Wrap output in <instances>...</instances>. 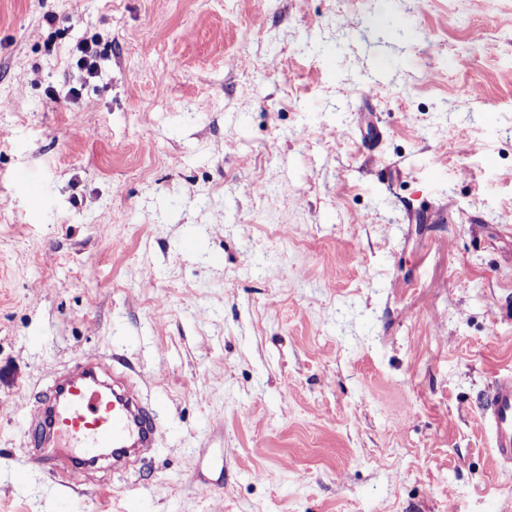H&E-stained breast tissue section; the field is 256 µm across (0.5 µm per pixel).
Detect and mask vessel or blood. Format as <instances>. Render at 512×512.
Returning a JSON list of instances; mask_svg holds the SVG:
<instances>
[{
	"label": "vessel or blood",
	"instance_id": "obj_1",
	"mask_svg": "<svg viewBox=\"0 0 512 512\" xmlns=\"http://www.w3.org/2000/svg\"><path fill=\"white\" fill-rule=\"evenodd\" d=\"M163 411L144 401L137 382L126 379L108 358H91L62 373L43 392L25 435L32 449L25 468L76 482L104 456L126 471L157 447ZM482 421L492 440L495 464H512V374L499 377L487 394Z\"/></svg>",
	"mask_w": 512,
	"mask_h": 512
}]
</instances>
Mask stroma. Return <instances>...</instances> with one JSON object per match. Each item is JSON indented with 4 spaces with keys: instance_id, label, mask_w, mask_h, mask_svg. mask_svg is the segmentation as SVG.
I'll return each instance as SVG.
<instances>
[{
    "instance_id": "obj_1",
    "label": "stroma",
    "mask_w": 512,
    "mask_h": 512,
    "mask_svg": "<svg viewBox=\"0 0 512 512\" xmlns=\"http://www.w3.org/2000/svg\"><path fill=\"white\" fill-rule=\"evenodd\" d=\"M100 355L164 420L83 512H512V0H0V512ZM482 421L492 440L496 465L512 464V374L499 377L486 395Z\"/></svg>"
}]
</instances>
